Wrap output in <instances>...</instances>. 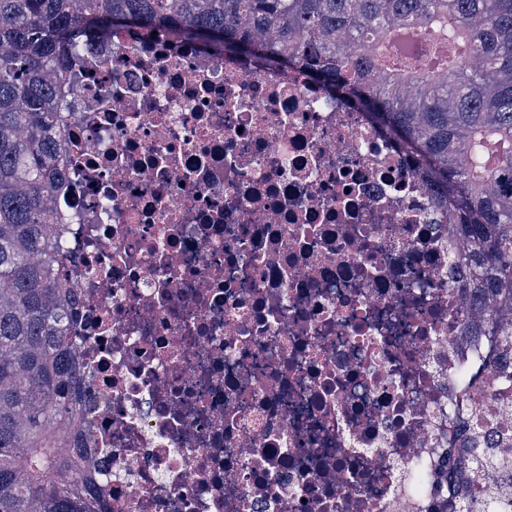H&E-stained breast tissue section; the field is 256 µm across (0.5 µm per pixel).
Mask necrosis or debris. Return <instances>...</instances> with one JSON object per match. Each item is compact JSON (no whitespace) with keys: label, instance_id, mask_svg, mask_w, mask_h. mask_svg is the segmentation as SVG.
I'll use <instances>...</instances> for the list:
<instances>
[{"label":"necrosis or debris","instance_id":"4bbe7bcc","mask_svg":"<svg viewBox=\"0 0 512 512\" xmlns=\"http://www.w3.org/2000/svg\"><path fill=\"white\" fill-rule=\"evenodd\" d=\"M69 69L56 207L109 512H453L496 486L445 475L463 412L512 420L410 156L302 69L162 32H114Z\"/></svg>","mask_w":512,"mask_h":512}]
</instances>
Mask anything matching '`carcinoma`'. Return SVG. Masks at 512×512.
Listing matches in <instances>:
<instances>
[{"instance_id": "obj_1", "label": "carcinoma", "mask_w": 512, "mask_h": 512, "mask_svg": "<svg viewBox=\"0 0 512 512\" xmlns=\"http://www.w3.org/2000/svg\"><path fill=\"white\" fill-rule=\"evenodd\" d=\"M121 26L296 65L365 113L452 209L468 268L455 288L512 359V0H0V512H108L84 456L57 441L84 421L54 101L65 63ZM415 42L448 80L424 71ZM496 448L469 429L455 469L512 489ZM406 475L415 489L433 480L415 463Z\"/></svg>"}]
</instances>
